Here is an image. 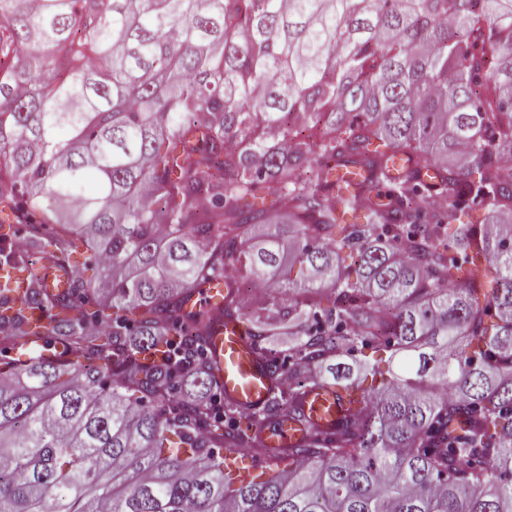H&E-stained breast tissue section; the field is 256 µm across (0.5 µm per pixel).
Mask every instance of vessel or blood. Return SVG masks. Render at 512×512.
<instances>
[{"label":"vessel or blood","mask_w":512,"mask_h":512,"mask_svg":"<svg viewBox=\"0 0 512 512\" xmlns=\"http://www.w3.org/2000/svg\"><path fill=\"white\" fill-rule=\"evenodd\" d=\"M224 283L214 280L206 284L197 298L191 299L190 309H214L221 305ZM216 384L225 400L245 411L262 407L277 390L279 381L269 371L266 358L258 351L247 327L238 321L218 322L209 346ZM305 423L285 421L257 429L256 438L265 455L279 454L307 437L329 436L348 412L345 391L330 384H318L304 389L299 399Z\"/></svg>","instance_id":"vessel-or-blood-1"}]
</instances>
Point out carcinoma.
<instances>
[{
	"instance_id": "carcinoma-1",
	"label": "carcinoma",
	"mask_w": 512,
	"mask_h": 512,
	"mask_svg": "<svg viewBox=\"0 0 512 512\" xmlns=\"http://www.w3.org/2000/svg\"><path fill=\"white\" fill-rule=\"evenodd\" d=\"M15 224L70 277L0 301L1 354L64 347L0 358V512H512V0H0L1 243ZM79 243L111 315L82 310ZM217 278L227 319L284 297L249 314L292 336L255 421L387 354L260 482L211 452L247 431L176 400L215 386L186 304Z\"/></svg>"
}]
</instances>
